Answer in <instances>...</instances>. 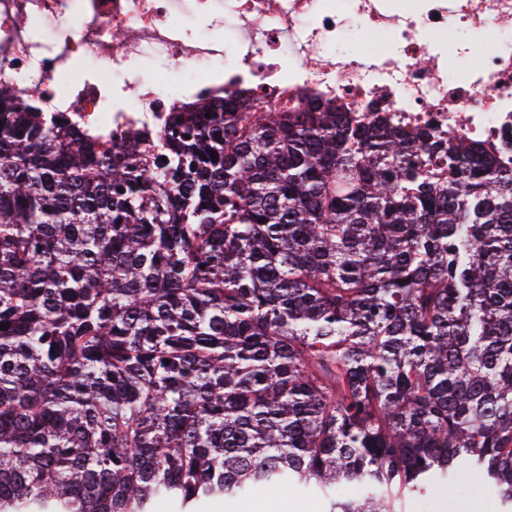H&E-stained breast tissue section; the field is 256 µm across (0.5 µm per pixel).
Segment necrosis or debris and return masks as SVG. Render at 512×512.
I'll return each mask as SVG.
<instances>
[{
	"label": "necrosis or debris",
	"mask_w": 512,
	"mask_h": 512,
	"mask_svg": "<svg viewBox=\"0 0 512 512\" xmlns=\"http://www.w3.org/2000/svg\"><path fill=\"white\" fill-rule=\"evenodd\" d=\"M458 29L486 45L449 44ZM360 33L385 48L349 50ZM225 101L241 113L331 103L511 159L512 0H0V108L31 104L143 155L173 112Z\"/></svg>",
	"instance_id": "necrosis-or-debris-1"
}]
</instances>
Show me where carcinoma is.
Listing matches in <instances>:
<instances>
[{
	"label": "carcinoma",
	"mask_w": 512,
	"mask_h": 512,
	"mask_svg": "<svg viewBox=\"0 0 512 512\" xmlns=\"http://www.w3.org/2000/svg\"><path fill=\"white\" fill-rule=\"evenodd\" d=\"M170 121L131 163L0 120V512H512V162L337 107ZM497 499L486 490L474 486L467 491L443 490L421 502L409 499L402 512H499ZM323 512L324 501L321 496L292 491L288 495L269 496L246 502L238 512Z\"/></svg>",
	"instance_id": "carcinoma-1"
}]
</instances>
